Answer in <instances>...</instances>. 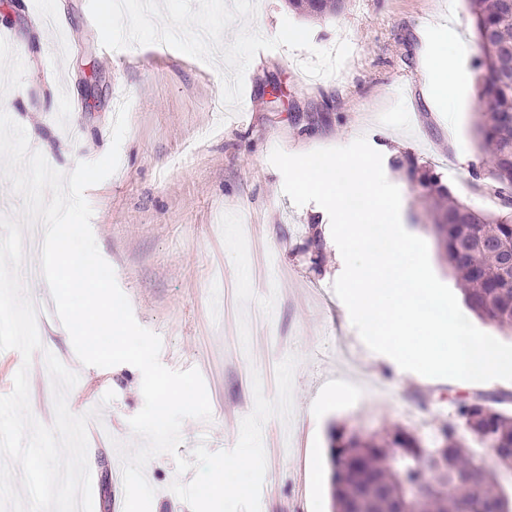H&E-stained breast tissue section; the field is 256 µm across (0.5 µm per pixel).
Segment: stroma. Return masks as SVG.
<instances>
[{"label":"stroma","instance_id":"stroma-1","mask_svg":"<svg viewBox=\"0 0 512 512\" xmlns=\"http://www.w3.org/2000/svg\"><path fill=\"white\" fill-rule=\"evenodd\" d=\"M47 14L59 24L46 26ZM286 18L311 29L316 48L347 41V61L336 76L305 80L299 70L308 52H259L234 110L222 100L219 65L153 44L108 59L88 0H0V28L17 41H0V108L24 126L32 149L68 173L77 159L108 152L116 112L129 101L119 167L85 191L100 253L136 321L160 336L161 363L207 367L211 450L235 446L254 408L253 376L275 398L276 367L296 356L292 418H270L263 428L275 468L265 476L261 512H312L318 502L331 512L332 429L398 425L425 437L477 393L502 396L512 412V382L399 376L369 350L333 291L344 262L330 223L317 204L298 207L284 194L271 151L303 154L362 135L387 146L383 169L403 197L402 222L426 241L436 276L450 287L456 280L407 179L409 164L429 169L465 203L496 211L500 202L479 188L488 176L473 129L480 49L465 0H345L338 15L322 17L294 14L286 0H258L251 27L272 38ZM441 25L470 49L465 94L447 113L429 104L423 41ZM40 339L79 375L67 404L90 416L93 512H110L111 499L124 497L110 483L117 447L139 444L128 420L144 405L142 375L129 364L82 365L54 322ZM355 382L364 392L325 400L329 389ZM174 457L158 455L145 467L151 512H191L170 489L191 479L177 474Z\"/></svg>","mask_w":512,"mask_h":512}]
</instances>
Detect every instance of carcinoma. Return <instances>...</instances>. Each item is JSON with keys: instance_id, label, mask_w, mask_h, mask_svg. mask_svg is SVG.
Masks as SVG:
<instances>
[{"instance_id": "1", "label": "carcinoma", "mask_w": 512, "mask_h": 512, "mask_svg": "<svg viewBox=\"0 0 512 512\" xmlns=\"http://www.w3.org/2000/svg\"><path fill=\"white\" fill-rule=\"evenodd\" d=\"M482 51V99L474 132L487 156L488 189L504 202L496 213L476 210L453 197L434 174L408 169L429 204L433 231L456 276L468 308L480 319L512 333V73L504 64L512 46V0H466ZM298 15H336L344 0H288ZM503 399L479 393L457 406L455 420L432 437L402 427L369 435L332 437V495L336 512H350L355 499L367 512H512V414ZM495 449V466L475 460L474 448Z\"/></svg>"}]
</instances>
